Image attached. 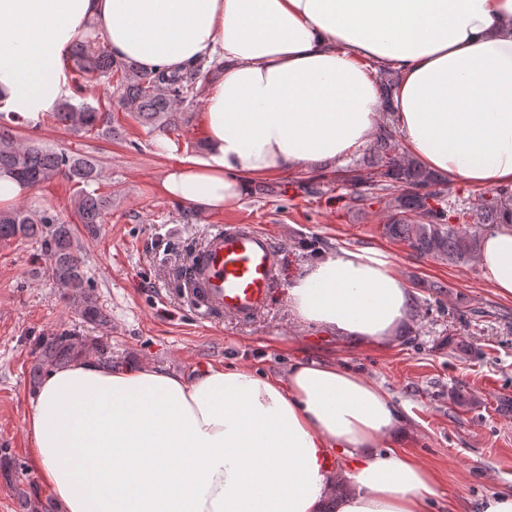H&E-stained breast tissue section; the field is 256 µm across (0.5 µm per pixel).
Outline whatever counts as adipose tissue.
<instances>
[{
	"label": "adipose tissue",
	"instance_id": "ef3b65f1",
	"mask_svg": "<svg viewBox=\"0 0 512 512\" xmlns=\"http://www.w3.org/2000/svg\"><path fill=\"white\" fill-rule=\"evenodd\" d=\"M168 74L222 64L206 98L207 152L166 173L174 202L209 212L256 179L345 164L379 119L374 65L397 75L391 109L431 171L512 187V0H0V100L40 126L71 87L70 44ZM478 263L512 297V232ZM306 325L392 337L414 298L387 255L321 256L287 289ZM59 512H427L434 472L396 448L391 396L323 360L286 378L209 367L188 378L93 355L44 377L26 423Z\"/></svg>",
	"mask_w": 512,
	"mask_h": 512
}]
</instances>
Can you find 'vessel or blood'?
<instances>
[{
	"mask_svg": "<svg viewBox=\"0 0 512 512\" xmlns=\"http://www.w3.org/2000/svg\"><path fill=\"white\" fill-rule=\"evenodd\" d=\"M276 271L271 238L255 225L231 224L195 257L189 293L208 309L246 318L267 307Z\"/></svg>",
	"mask_w": 512,
	"mask_h": 512,
	"instance_id": "vessel-or-blood-1",
	"label": "vessel or blood"
}]
</instances>
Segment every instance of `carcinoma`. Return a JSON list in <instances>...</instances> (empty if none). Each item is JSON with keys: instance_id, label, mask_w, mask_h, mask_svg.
<instances>
[{"instance_id": "cac0c4a2", "label": "carcinoma", "mask_w": 512, "mask_h": 512, "mask_svg": "<svg viewBox=\"0 0 512 512\" xmlns=\"http://www.w3.org/2000/svg\"><path fill=\"white\" fill-rule=\"evenodd\" d=\"M66 62L85 82L104 78L115 84L114 98L96 106L74 105L64 100L54 119L67 127L97 136L112 135V105L138 123L165 131L171 126V114L185 112L201 93L197 80L210 82L221 71L218 65L198 63L183 74L149 72L130 60L117 59L99 47V38L75 40ZM0 175L12 177L32 189L57 179L77 187L76 217L86 233L95 236L112 207V195L100 191L99 163L92 157L49 148L37 141H19L13 128L1 121ZM370 161L361 173L358 161L344 167L347 199L363 202L376 195L389 198V222L383 233L406 244L420 256L446 260L451 264L470 261L477 252L476 225L512 224V189L502 188L496 196L479 203L447 197L436 189L438 176L418 161L405 156L393 121L385 118L368 147ZM38 239L53 263L56 284L86 319L107 328L110 317L100 309L89 288V277L78 253L71 226L56 213L36 204L0 210V241ZM93 349L102 361L112 364L106 346L98 337L75 333L41 339L37 345L32 379L43 371L69 364L87 349ZM26 512H53L51 499L43 500L34 487L18 489Z\"/></svg>"}]
</instances>
